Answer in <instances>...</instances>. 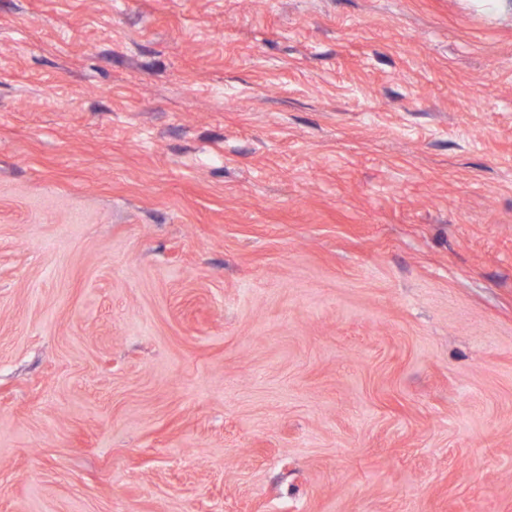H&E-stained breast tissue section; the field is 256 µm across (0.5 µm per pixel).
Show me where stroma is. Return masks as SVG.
<instances>
[{
	"instance_id": "35a3bbf8",
	"label": "stroma",
	"mask_w": 512,
	"mask_h": 512,
	"mask_svg": "<svg viewBox=\"0 0 512 512\" xmlns=\"http://www.w3.org/2000/svg\"><path fill=\"white\" fill-rule=\"evenodd\" d=\"M0 512H512V13L0 0Z\"/></svg>"
}]
</instances>
